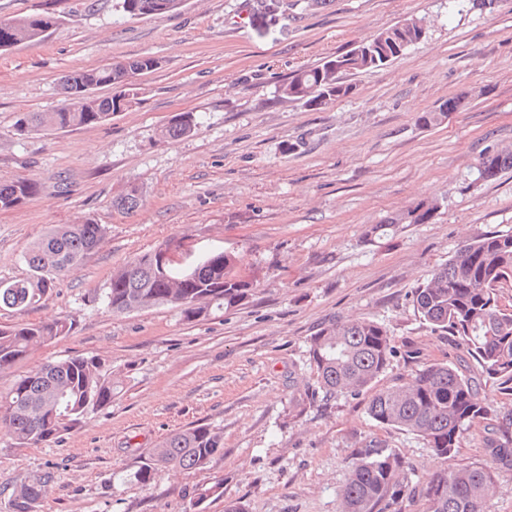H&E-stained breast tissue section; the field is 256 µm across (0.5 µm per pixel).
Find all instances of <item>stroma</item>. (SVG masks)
I'll use <instances>...</instances> for the list:
<instances>
[{
  "label": "stroma",
  "mask_w": 512,
  "mask_h": 512,
  "mask_svg": "<svg viewBox=\"0 0 512 512\" xmlns=\"http://www.w3.org/2000/svg\"><path fill=\"white\" fill-rule=\"evenodd\" d=\"M32 13L57 23L42 39L0 51V182L34 180L38 194L0 210V281L24 278V256L49 227L92 219L99 249L56 281L37 308L0 309V325L65 319L69 336L0 373V397L42 363L100 357L122 380L110 405L39 448L0 439V512L15 487L52 481L36 512H193V489L223 482L203 512H340L351 457L372 440L405 461L414 491L396 512H427L419 490L443 468L418 436L382 425L369 394L318 397L309 344L325 325L368 318L398 354L377 382L407 380L418 364L454 363V337L431 328L412 293L467 240L512 232V168L492 181L477 166L512 153V0L494 11L471 0H185L180 11L131 18L117 0H0V20ZM425 38L386 66L348 75L352 97L319 109L278 99L294 71L319 65L405 19ZM149 55L139 100L95 126L18 133L22 112L62 100L59 79ZM451 98L457 111L422 126ZM194 130L165 139L180 113ZM140 207L116 209L126 188ZM422 201L425 224L374 241L367 226ZM179 258L221 249L253 282L249 302L188 321L175 307L117 315L105 301L114 271L166 243ZM495 408L461 438L455 464H482L484 438L512 435V393L486 381ZM224 432L208 466L163 471L144 483L146 451L173 432Z\"/></svg>",
  "instance_id": "1"
}]
</instances>
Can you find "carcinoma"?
Wrapping results in <instances>:
<instances>
[{
    "instance_id": "carcinoma-1",
    "label": "carcinoma",
    "mask_w": 512,
    "mask_h": 512,
    "mask_svg": "<svg viewBox=\"0 0 512 512\" xmlns=\"http://www.w3.org/2000/svg\"><path fill=\"white\" fill-rule=\"evenodd\" d=\"M183 0H121L123 12L138 18L177 12ZM52 26L48 14H30L0 26V51H6L42 37ZM426 36L409 18L386 28L341 56L340 70L331 57L316 67L303 69L281 84L279 98L322 106L355 94L347 74L376 69L396 58L405 48ZM159 66L157 58L140 56L101 68L76 71L62 77L63 99L84 88L108 86L112 94L97 98L89 110L73 112L59 105L52 112H25L16 120V130H66L103 123L117 110L138 100L132 81L137 73ZM460 102L450 99L418 121L430 126ZM195 127L188 113L174 116L162 137L187 135ZM512 167V154L486 155L478 168L482 180L493 179ZM38 193L36 182L19 177L0 183V209H14ZM141 191L133 187L112 201L120 210L140 207ZM433 210L420 203L383 224L364 231V238L395 234L404 224H425ZM103 225L87 218L77 224L52 226L25 256L29 275L0 282V309L26 310L38 305L56 281L82 264L104 240ZM155 249L127 263L112 274L105 301L114 314H129L158 305H171L184 319L193 321L212 309L236 307L249 298L252 284L233 272L232 256L217 249L186 267L158 268ZM512 286V232L480 234L459 248L444 265L413 292V306L419 317L458 339L468 357L476 361L488 379L512 383V305L501 302L500 288ZM73 324L56 319L27 322L0 328V372L26 359L42 344L69 335ZM310 361L316 372V390L325 398L358 396L368 391L385 372L397 350L389 331L370 319L336 322L310 339ZM119 385L98 357H67L47 362L19 378L8 399L0 400V432L18 448L54 443L85 423L88 416L112 403ZM367 411L378 423L405 430L420 437L432 453L454 459L462 434L477 419L491 413L490 404L473 383L467 370L447 363L425 364L409 382L388 387L372 396ZM224 450V433L209 425H195L174 432L151 449L142 461L138 477L149 482L163 469L188 471L206 467ZM490 464L450 465L433 475L422 489L428 512H486L496 490L492 466L512 467V436L486 439ZM404 464L399 456L379 441L357 449L342 489L341 512H390L407 494L409 485L401 480ZM45 484L33 481L20 486L11 499L12 512H35ZM224 496V481L195 489L190 505L199 508L210 498Z\"/></svg>"
}]
</instances>
